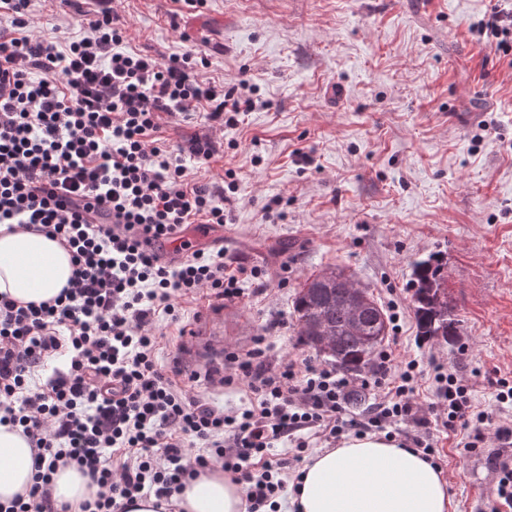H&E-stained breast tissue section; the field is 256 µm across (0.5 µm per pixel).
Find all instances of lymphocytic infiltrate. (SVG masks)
<instances>
[{"mask_svg": "<svg viewBox=\"0 0 512 512\" xmlns=\"http://www.w3.org/2000/svg\"><path fill=\"white\" fill-rule=\"evenodd\" d=\"M32 0H0V224H21L56 239L73 272L53 302L21 305L0 294V419L35 450L32 484L0 512H68L52 497L53 476L73 467L96 493L82 512H124L152 495L171 502L185 481L215 467L244 482L246 512H263L291 478L271 460L275 443L304 453L311 440L404 426L403 447L433 465L441 456L427 429L461 433L464 453L489 440L497 485L489 512H512V424L492 425L458 367L436 368L434 399L421 405L415 361L381 350L363 376L286 359L271 365L265 339L224 356L221 385L244 387L249 405L224 412L182 383L179 364L157 358L156 320L182 322L183 300L209 293L232 301L261 276L231 268L223 252L157 251L188 224H223L236 183L196 181L182 149L161 134L162 116L207 112L225 127L253 106L240 92L200 80L201 52L168 63L135 52L117 13H79L83 37L34 36ZM103 209L108 224L89 219ZM57 357L65 369L41 386L34 373ZM369 390L364 413H347L350 394Z\"/></svg>", "mask_w": 512, "mask_h": 512, "instance_id": "1", "label": "lymphocytic infiltrate"}]
</instances>
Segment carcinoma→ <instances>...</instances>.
Listing matches in <instances>:
<instances>
[{
    "mask_svg": "<svg viewBox=\"0 0 512 512\" xmlns=\"http://www.w3.org/2000/svg\"><path fill=\"white\" fill-rule=\"evenodd\" d=\"M415 318L419 335L448 341L459 335V320L448 304L445 280L439 259L434 256L413 263ZM351 279L344 272L331 279L323 271L308 279L293 301L297 322V342L324 355L332 366L343 372L366 368L383 341L390 322L377 302L366 297L360 311L359 333H352L348 317L346 285ZM327 328L335 336L331 350L317 345L316 329Z\"/></svg>",
    "mask_w": 512,
    "mask_h": 512,
    "instance_id": "1",
    "label": "carcinoma"
}]
</instances>
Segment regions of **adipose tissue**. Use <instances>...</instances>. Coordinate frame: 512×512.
Returning <instances> with one entry per match:
<instances>
[{"mask_svg":"<svg viewBox=\"0 0 512 512\" xmlns=\"http://www.w3.org/2000/svg\"><path fill=\"white\" fill-rule=\"evenodd\" d=\"M73 271L57 241L0 224V292L22 303L52 301ZM34 452L21 431L0 424V502L32 483ZM244 485L215 468L186 482L176 512H244ZM293 512H452L447 483L422 454L374 434L315 454L302 469Z\"/></svg>","mask_w":512,"mask_h":512,"instance_id":"1","label":"adipose tissue"}]
</instances>
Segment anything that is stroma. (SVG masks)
Instances as JSON below:
<instances>
[{
  "label": "stroma",
  "mask_w": 512,
  "mask_h": 512,
  "mask_svg": "<svg viewBox=\"0 0 512 512\" xmlns=\"http://www.w3.org/2000/svg\"><path fill=\"white\" fill-rule=\"evenodd\" d=\"M498 0H115L130 45L158 61L200 49L201 80L237 88L255 108L243 124L206 113L164 117L171 144H212L200 181L238 185L227 222L188 225L199 247L266 271L267 283L234 301L185 303L187 336L159 318L161 363L180 358L205 373L228 350L265 337L271 361L324 357L299 345L293 299L332 267L394 317L400 358L416 360L432 401L437 366L458 367L476 406L498 420L494 380L512 376V70L479 21ZM98 0H34L30 28L75 36L78 10ZM444 262L460 334H418L412 263ZM453 512H485L496 477L485 455L462 454L437 431Z\"/></svg>",
  "instance_id": "35a3bbf8"
}]
</instances>
